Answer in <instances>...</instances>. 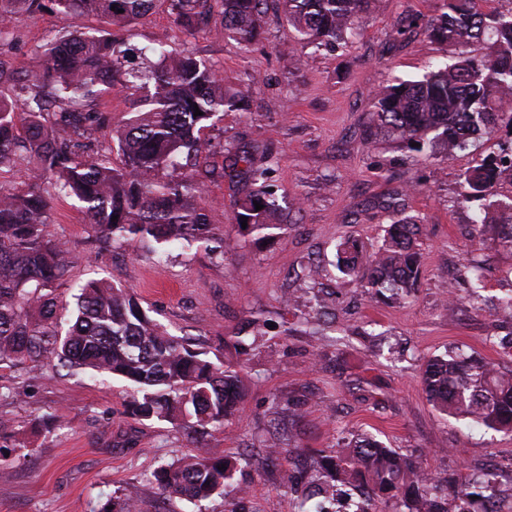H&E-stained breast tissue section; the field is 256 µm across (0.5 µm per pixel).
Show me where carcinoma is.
Segmentation results:
<instances>
[{
  "mask_svg": "<svg viewBox=\"0 0 512 512\" xmlns=\"http://www.w3.org/2000/svg\"><path fill=\"white\" fill-rule=\"evenodd\" d=\"M50 3L62 19L95 13L124 28L150 12L158 0H0V38L14 15ZM372 0H283L298 41L316 49L346 46L357 35ZM491 0H440L439 14L411 16L398 34L415 29L454 50L448 62L432 64L420 80H396L372 94L374 143L415 152L421 161H443L479 136L504 131L512 137V9ZM187 32L219 9L220 33L244 47L264 27L268 0H163ZM151 60L112 35L80 33L45 44L35 79L19 83L0 70V169L25 176L26 189L0 187V366L28 364L61 371L82 370L125 380L132 389L128 412L194 430H221L239 412L242 397L236 367L214 362L190 339L169 333L137 299L110 281L90 279L75 295V320L66 333L57 325V287L78 255L47 236L50 197L80 203L95 241H152L196 245L224 257V237L202 206L205 190L192 160L207 150L201 138L224 113L240 107L243 89L229 90L216 70L189 53L160 46ZM136 96L134 111L116 131L121 164L107 153L81 155L106 123L98 110L106 93ZM200 115H195V110ZM272 156L257 149L227 150V164L207 177H227L254 186L235 200L233 220L247 222L257 241L285 231L273 184ZM512 154H491L460 174V197L476 204L474 244L491 236L512 251ZM263 208L258 210L255 203ZM117 220H112V217ZM421 220L403 209L377 250L354 238L337 246L338 269L358 277L375 296L407 300L420 273ZM428 400L442 414L496 432L512 433V373L489 362L449 352L424 373ZM312 494L299 512H342L336 503L356 496L352 512H505L512 487L491 467L477 479L425 473L396 449L369 433H355L340 448L316 451ZM238 462L208 448L164 464L152 478L162 493L188 501L215 494L237 496L225 512H243L244 490L234 486Z\"/></svg>",
  "mask_w": 512,
  "mask_h": 512,
  "instance_id": "cac0c4a2",
  "label": "carcinoma"
}]
</instances>
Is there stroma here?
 <instances>
[{
  "label": "stroma",
  "mask_w": 512,
  "mask_h": 512,
  "mask_svg": "<svg viewBox=\"0 0 512 512\" xmlns=\"http://www.w3.org/2000/svg\"><path fill=\"white\" fill-rule=\"evenodd\" d=\"M440 0H373L352 46L333 51L301 47L280 0H270L266 37L244 50L203 28L189 34L157 7L124 38L139 48L158 45L213 65L226 85L248 90L250 109L225 113L206 130L211 151L200 166H219L226 143L254 144L278 158L276 196L288 224L271 242H255L233 220L239 186L207 182L204 202L224 233V255L180 243L154 251L114 243L98 248L79 204L51 202L48 235L77 263L58 292L60 325L72 315V285L100 275L135 293L141 307L172 335L186 337L221 360L242 365L240 419L199 435L129 415L125 384L90 373L55 375L46 367L0 369V416L16 432L0 440L27 456L0 473V512H103L112 499H131L140 512H224L216 495L200 503L162 495L151 474L162 463L204 445L237 458L249 488L246 512H298L301 488H286L279 469L309 465L313 449L335 447L348 433L368 431L384 444L443 476L497 465L512 480V434L442 416L427 401V362L451 349L512 370V314L500 301L512 294V253L486 242L480 288L464 273L472 212L459 199V176L482 156L507 148L500 135L478 138L434 167L412 153L371 145V94L389 80L419 79L432 63L449 60L446 46L415 35L394 44L398 22L430 17ZM94 14L59 18L51 9L15 15L0 40V63L28 80L46 40L78 30H106ZM402 194L407 213L422 219L421 275L411 303L374 299L334 267L346 237L377 247L390 225L388 203ZM292 335H284V326ZM23 399H15L16 389ZM55 415L43 434L40 420ZM291 442L276 457L265 447L270 420Z\"/></svg>",
  "instance_id": "1"
}]
</instances>
